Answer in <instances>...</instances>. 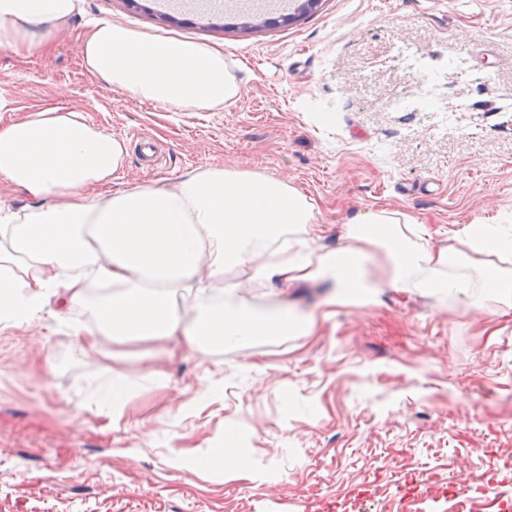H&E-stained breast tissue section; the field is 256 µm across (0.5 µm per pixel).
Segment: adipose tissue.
I'll use <instances>...</instances> for the list:
<instances>
[{"label": "adipose tissue", "instance_id": "1", "mask_svg": "<svg viewBox=\"0 0 512 512\" xmlns=\"http://www.w3.org/2000/svg\"><path fill=\"white\" fill-rule=\"evenodd\" d=\"M81 10L82 0H0V46L36 50ZM82 56L100 82L176 112H219L241 91L223 52L106 19ZM126 156L124 140L77 110L0 127V181L36 201L0 208V331L52 319L94 350L109 340L113 420L125 411L129 344L151 343L156 360L177 336L202 351L310 334L315 318L283 305L308 283L328 284L332 304L376 288L512 300L511 225L469 224L437 249L424 225L381 206L349 218L341 246L327 248L316 200L288 181L212 165L111 190Z\"/></svg>", "mask_w": 512, "mask_h": 512}]
</instances>
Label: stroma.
I'll use <instances>...</instances> for the list:
<instances>
[{
  "instance_id": "1",
  "label": "stroma",
  "mask_w": 512,
  "mask_h": 512,
  "mask_svg": "<svg viewBox=\"0 0 512 512\" xmlns=\"http://www.w3.org/2000/svg\"><path fill=\"white\" fill-rule=\"evenodd\" d=\"M90 17L222 50L239 98L175 112L99 82L80 51ZM267 17L84 0L47 48L0 47V127L58 108L148 134L158 164L129 150L116 188L212 164L288 180L318 200L329 247L349 217L384 204L437 245L512 221V0H321L294 23ZM401 42L437 64L464 57L436 80L443 112L389 110L423 90L392 53ZM321 297L290 296L320 309L312 334L181 350L160 385L130 359L117 422L97 394L111 361L38 322L0 333V512H343L353 498L370 512H459L419 499V471L467 489L486 475L512 496V312L388 288L359 305L323 309ZM227 439L233 463L198 459V445Z\"/></svg>"
}]
</instances>
